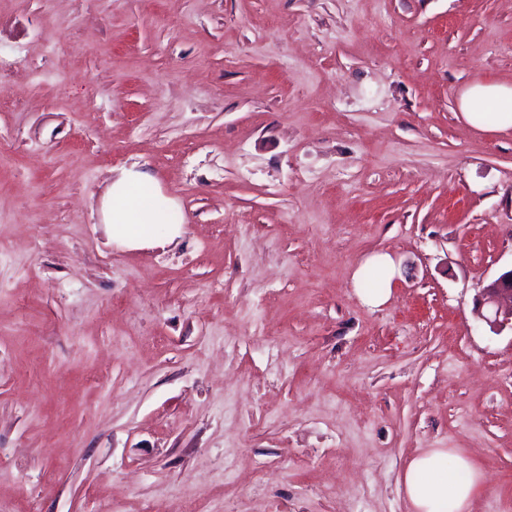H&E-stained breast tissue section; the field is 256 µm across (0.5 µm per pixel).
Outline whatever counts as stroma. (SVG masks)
I'll list each match as a JSON object with an SVG mask.
<instances>
[{
  "label": "stroma",
  "mask_w": 512,
  "mask_h": 512,
  "mask_svg": "<svg viewBox=\"0 0 512 512\" xmlns=\"http://www.w3.org/2000/svg\"><path fill=\"white\" fill-rule=\"evenodd\" d=\"M512 0H0V512H512ZM174 242L112 244L122 169ZM397 273L366 306L353 274ZM460 109L472 126L486 130L512 127V85L475 84L461 95ZM177 201L157 180L136 168L124 169L104 194L100 213L109 238L119 247L171 243L181 235ZM394 263L388 254H374L368 257L365 262L356 270L353 281L358 294L369 306L379 307L385 304L391 296V280L393 277ZM377 273L382 281L377 286L368 287L370 276ZM481 298L489 308V316L482 315L489 327L498 332L510 325L512 330V269L485 285ZM480 480L473 465L448 448H435L412 459L403 476L411 512H469Z\"/></svg>",
  "instance_id": "1"
}]
</instances>
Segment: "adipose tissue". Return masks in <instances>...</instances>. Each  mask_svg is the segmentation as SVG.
<instances>
[{
    "label": "adipose tissue",
    "instance_id": "ef3b65f1",
    "mask_svg": "<svg viewBox=\"0 0 512 512\" xmlns=\"http://www.w3.org/2000/svg\"><path fill=\"white\" fill-rule=\"evenodd\" d=\"M460 109L467 123L486 130L512 127V85L478 83L465 90ZM177 201L165 194L148 172L130 168L117 176L104 194L100 213L112 242L135 249L173 242L182 224ZM394 263L390 255L368 257L353 281L369 306L385 304L391 296ZM480 473L462 455L432 449L412 459L403 476L414 512H467Z\"/></svg>",
    "mask_w": 512,
    "mask_h": 512
}]
</instances>
